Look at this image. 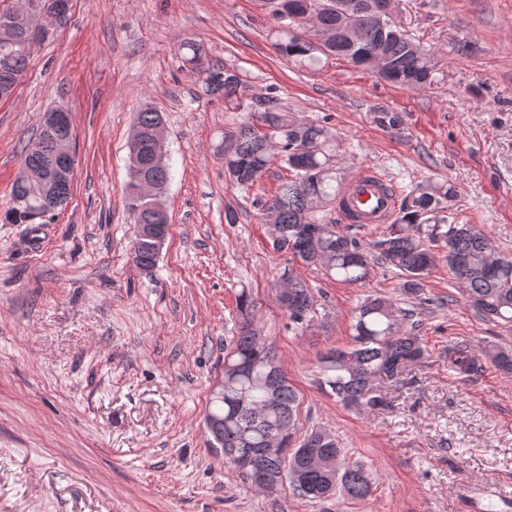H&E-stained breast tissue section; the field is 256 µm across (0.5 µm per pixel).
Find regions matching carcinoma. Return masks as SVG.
Wrapping results in <instances>:
<instances>
[{
  "instance_id": "cac0c4a2",
  "label": "carcinoma",
  "mask_w": 512,
  "mask_h": 512,
  "mask_svg": "<svg viewBox=\"0 0 512 512\" xmlns=\"http://www.w3.org/2000/svg\"><path fill=\"white\" fill-rule=\"evenodd\" d=\"M53 0H20V7L31 10L33 25L49 22ZM278 25L269 32L275 51L286 60L306 68L316 67L320 55L342 56L355 65L375 72L386 82L406 88L431 84L435 71L433 58L420 45L393 29L377 11V0H269ZM301 16L313 12V46L297 30L296 21L281 12ZM27 33L19 31L10 45L0 44V61L9 58L10 69L23 78L29 61L24 42ZM184 62L201 79L206 91L224 92V99L241 110L246 106L236 95L238 84L231 81L223 65L203 58L196 43L181 44ZM253 109V106L246 107ZM163 122L162 113L151 107L137 112L135 126L139 139L128 145L130 166L126 186L128 208L134 224H146L151 234L135 237L132 260L144 271H151L168 240L171 217L162 197L143 192L140 181L166 185L170 167L153 153V133ZM224 171L240 187H249L263 178L275 162L288 165L291 178L281 184L271 201L262 204L265 223L277 228L273 248L292 254L307 265L319 266L332 280L347 284L363 283L371 276L376 261L397 269L400 288L416 296L437 258L430 244L444 240L441 256L454 275L469 305L490 320L512 323V259L501 256L494 246L468 224H449L443 216L454 198L456 187L448 181L428 179L402 198L395 221L385 237L375 244L373 255L356 236L338 224H319L314 212L336 200L340 191L339 144L333 129L318 122L296 119L291 112L274 106L261 111L258 124L249 122L224 132ZM48 138L38 133L24 146L20 165L32 169L40 180L13 184L11 208L16 224H44L54 212L44 208L43 197L53 193L69 199L72 181L56 184L48 179ZM288 320L298 329L310 322L317 299L303 282L288 279ZM242 320L236 336L224 354V386L213 392L204 421L209 445L220 450L224 459L255 487L264 479L281 487L289 483L293 493L311 503L337 494L352 500L366 499L373 477L365 465L352 462L339 441L329 432L315 429L296 440L299 395L287 377L275 378L276 404L267 402L271 378L269 362L276 359L260 344L251 318L248 295L238 299ZM408 312L383 295L361 301L352 313L350 329L353 345L332 350L320 357L323 383L341 402L350 406L374 408L383 404L373 389L379 380L396 381L408 367L423 362L427 350L420 338L404 328ZM485 355L505 374H512V349L492 347ZM241 365L239 373L233 367ZM475 356L463 347L448 352V369L464 379L474 371ZM247 405L237 407L239 398ZM278 434L283 451L247 464L239 460L247 448H258L269 433Z\"/></svg>"
}]
</instances>
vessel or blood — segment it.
<instances>
[{
  "mask_svg": "<svg viewBox=\"0 0 512 512\" xmlns=\"http://www.w3.org/2000/svg\"><path fill=\"white\" fill-rule=\"evenodd\" d=\"M395 205L394 187L380 174L365 169L344 184L338 210L348 224H387Z\"/></svg>",
  "mask_w": 512,
  "mask_h": 512,
  "instance_id": "b4317fda",
  "label": "vessel or blood"
}]
</instances>
